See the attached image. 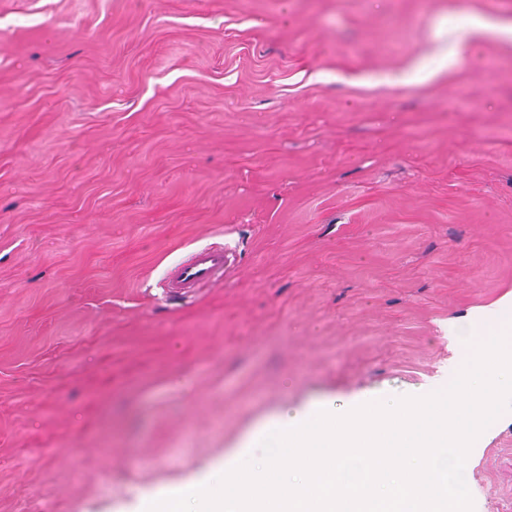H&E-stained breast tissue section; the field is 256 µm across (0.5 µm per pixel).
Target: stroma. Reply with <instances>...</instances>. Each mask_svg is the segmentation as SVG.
<instances>
[{
	"mask_svg": "<svg viewBox=\"0 0 512 512\" xmlns=\"http://www.w3.org/2000/svg\"><path fill=\"white\" fill-rule=\"evenodd\" d=\"M509 297L512 0H0V512H137L284 407L421 395ZM465 469L512 512L511 415ZM226 256L222 248H207L192 255L190 259L179 264L168 281V288L181 294L194 293L224 272Z\"/></svg>",
	"mask_w": 512,
	"mask_h": 512,
	"instance_id": "stroma-1",
	"label": "stroma"
}]
</instances>
